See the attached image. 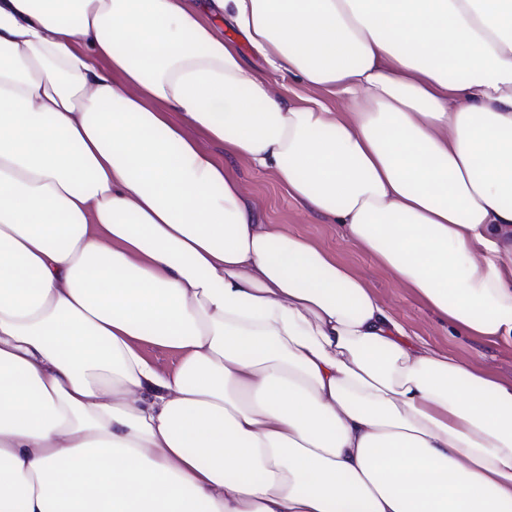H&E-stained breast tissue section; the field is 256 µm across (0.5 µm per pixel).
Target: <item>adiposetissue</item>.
<instances>
[{
    "instance_id": "obj_1",
    "label": "adipose tissue",
    "mask_w": 512,
    "mask_h": 512,
    "mask_svg": "<svg viewBox=\"0 0 512 512\" xmlns=\"http://www.w3.org/2000/svg\"><path fill=\"white\" fill-rule=\"evenodd\" d=\"M230 157L512 344V0H0V512H512V380ZM214 22L224 33V39L233 42L238 47L248 68L261 69L264 67L263 60L251 49L243 35L226 23L223 24L220 20H214ZM231 165L235 177L271 224H285L289 231L311 236L351 264L410 330L439 349L451 351L498 377L512 379V345L484 343L454 332L371 256L353 249L338 225L322 224L310 217L272 175L240 161Z\"/></svg>"
}]
</instances>
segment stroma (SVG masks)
<instances>
[{"instance_id":"1","label":"stroma","mask_w":512,"mask_h":512,"mask_svg":"<svg viewBox=\"0 0 512 512\" xmlns=\"http://www.w3.org/2000/svg\"><path fill=\"white\" fill-rule=\"evenodd\" d=\"M232 169L270 223L282 224L290 231L313 237L351 264L370 281L380 299L410 330L439 349L451 351L498 377L512 379V345L484 343L454 332L371 256L353 249L338 225L324 224L310 217L272 175L240 161L234 162Z\"/></svg>"}]
</instances>
